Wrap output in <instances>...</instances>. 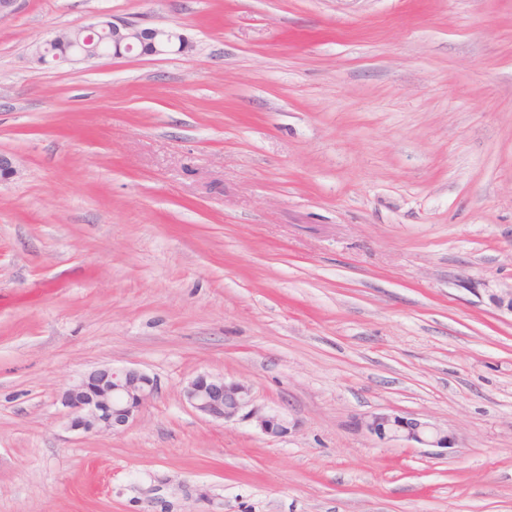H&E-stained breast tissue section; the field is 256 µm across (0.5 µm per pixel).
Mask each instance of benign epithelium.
Segmentation results:
<instances>
[{
	"instance_id": "1",
	"label": "benign epithelium",
	"mask_w": 512,
	"mask_h": 512,
	"mask_svg": "<svg viewBox=\"0 0 512 512\" xmlns=\"http://www.w3.org/2000/svg\"><path fill=\"white\" fill-rule=\"evenodd\" d=\"M112 37V57L127 55L165 56L183 53L190 48L189 39L170 27H141L130 22H114L105 17L73 30L65 36L57 33L42 41L31 52L32 60L45 65V48L55 44L75 49L53 59L55 63L73 60L91 61L104 56L96 37ZM158 393L155 379L134 369L101 367L91 371L78 383L65 390L61 403L69 409L71 426L85 432L126 428L137 413ZM188 403L212 421L232 422L247 419L267 436L281 437L288 433V419L276 411L254 405L250 388L243 382L226 381L219 376L201 375L185 389ZM356 426L380 440L405 441L412 445L448 449L454 436L436 425L395 413L381 412L356 419Z\"/></svg>"
}]
</instances>
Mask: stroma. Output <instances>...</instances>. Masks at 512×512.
<instances>
[{"label": "stroma", "mask_w": 512, "mask_h": 512, "mask_svg": "<svg viewBox=\"0 0 512 512\" xmlns=\"http://www.w3.org/2000/svg\"><path fill=\"white\" fill-rule=\"evenodd\" d=\"M101 14L191 47L34 65ZM0 153V512H512V0H19ZM103 366L159 392L73 430ZM185 397L196 411L212 421L225 424L241 418L253 421L267 436L288 433V419L279 412L254 405L251 390L243 382L201 375L189 382ZM356 426L380 440L405 441L411 445L448 449L454 436L436 425L395 413L381 412L356 419Z\"/></svg>", "instance_id": "35a3bbf8"}]
</instances>
